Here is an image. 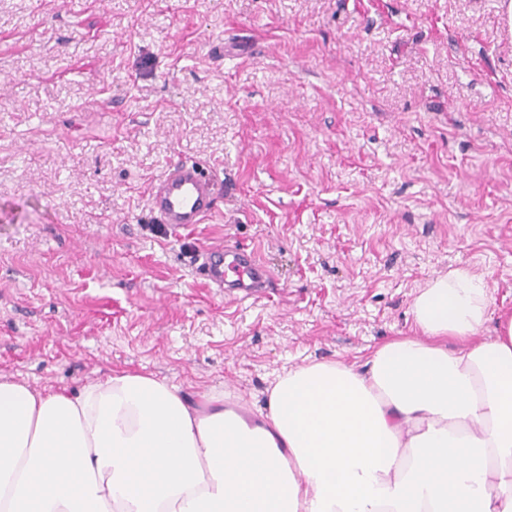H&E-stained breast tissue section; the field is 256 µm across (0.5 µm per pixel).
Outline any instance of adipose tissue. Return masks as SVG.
Segmentation results:
<instances>
[{"mask_svg":"<svg viewBox=\"0 0 512 512\" xmlns=\"http://www.w3.org/2000/svg\"><path fill=\"white\" fill-rule=\"evenodd\" d=\"M411 314L363 362L277 374L254 416L128 371L0 381V512H512V310L457 267Z\"/></svg>","mask_w":512,"mask_h":512,"instance_id":"obj_1","label":"adipose tissue"}]
</instances>
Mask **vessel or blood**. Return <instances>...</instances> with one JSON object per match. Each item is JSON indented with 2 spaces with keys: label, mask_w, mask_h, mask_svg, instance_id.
<instances>
[{
  "label": "vessel or blood",
  "mask_w": 512,
  "mask_h": 512,
  "mask_svg": "<svg viewBox=\"0 0 512 512\" xmlns=\"http://www.w3.org/2000/svg\"><path fill=\"white\" fill-rule=\"evenodd\" d=\"M221 186L203 163L180 158L170 162L148 197L157 222L181 234L215 213ZM191 263L212 286L238 300L259 299L270 274L256 253L229 244H216L191 256Z\"/></svg>",
  "instance_id": "b4317fda"
}]
</instances>
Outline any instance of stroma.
I'll return each mask as SVG.
<instances>
[{
    "instance_id": "obj_1",
    "label": "stroma",
    "mask_w": 512,
    "mask_h": 512,
    "mask_svg": "<svg viewBox=\"0 0 512 512\" xmlns=\"http://www.w3.org/2000/svg\"><path fill=\"white\" fill-rule=\"evenodd\" d=\"M508 0H0V379L154 375L247 413L274 375L414 331L468 265L512 308ZM217 212L172 235L169 161ZM256 249L273 295L184 257ZM221 185L203 163L179 158L170 162L149 193L148 209L176 236L215 213Z\"/></svg>"
}]
</instances>
